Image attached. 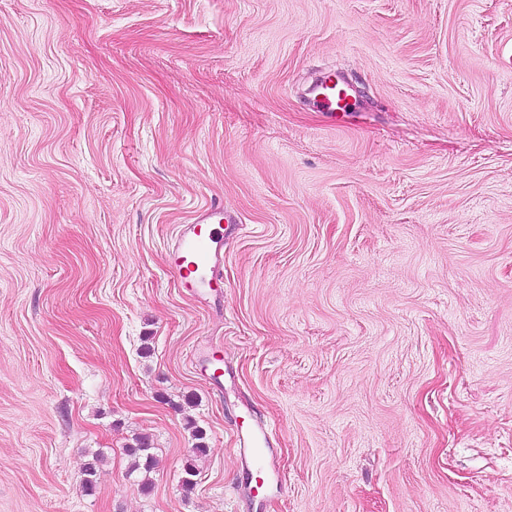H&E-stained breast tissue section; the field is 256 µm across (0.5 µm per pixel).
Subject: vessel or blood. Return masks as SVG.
Instances as JSON below:
<instances>
[{
	"instance_id": "obj_1",
	"label": "vessel or blood",
	"mask_w": 512,
	"mask_h": 512,
	"mask_svg": "<svg viewBox=\"0 0 512 512\" xmlns=\"http://www.w3.org/2000/svg\"><path fill=\"white\" fill-rule=\"evenodd\" d=\"M310 93L321 111L328 114L345 113L352 108L348 86L335 75L320 77ZM225 219L223 208L215 207L193 223L180 225L169 245V268L183 287L210 289L221 281Z\"/></svg>"
}]
</instances>
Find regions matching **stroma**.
I'll return each instance as SVG.
<instances>
[{
    "label": "stroma",
    "mask_w": 512,
    "mask_h": 512,
    "mask_svg": "<svg viewBox=\"0 0 512 512\" xmlns=\"http://www.w3.org/2000/svg\"><path fill=\"white\" fill-rule=\"evenodd\" d=\"M0 512H512V0H0ZM310 94L321 111L328 113L333 122H336V112H350L353 106L349 87L342 80L336 79V74L320 77L312 85ZM223 207L208 209L192 224H183L168 246L169 268L184 288L215 291L222 281L224 256ZM134 442L127 446V453L134 459L133 469H143L146 473L150 472L155 464L156 460L153 454L149 453L151 445L146 437H135Z\"/></svg>",
    "instance_id": "35a3bbf8"
}]
</instances>
